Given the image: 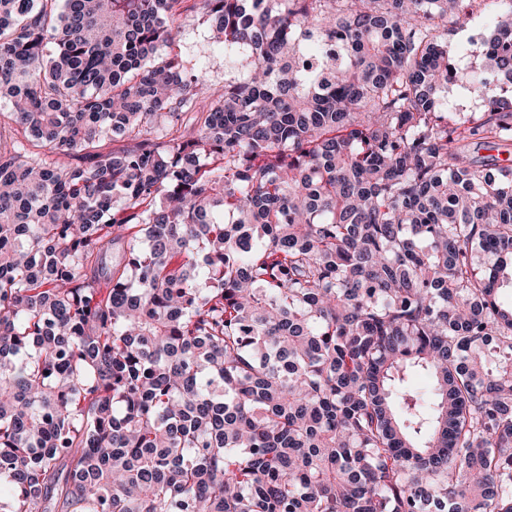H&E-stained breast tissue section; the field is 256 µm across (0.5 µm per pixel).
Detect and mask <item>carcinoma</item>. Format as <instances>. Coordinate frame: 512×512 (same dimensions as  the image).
Here are the masks:
<instances>
[{
  "mask_svg": "<svg viewBox=\"0 0 512 512\" xmlns=\"http://www.w3.org/2000/svg\"><path fill=\"white\" fill-rule=\"evenodd\" d=\"M182 2L0 0V512H512V0ZM192 5L193 0H188L183 4V9H187L181 18L184 30V49L192 63L198 59L201 60L209 84L223 86L224 76L226 78L229 76L224 67V55L211 50L207 31L198 24L195 13L191 10Z\"/></svg>",
  "mask_w": 512,
  "mask_h": 512,
  "instance_id": "1",
  "label": "carcinoma"
}]
</instances>
